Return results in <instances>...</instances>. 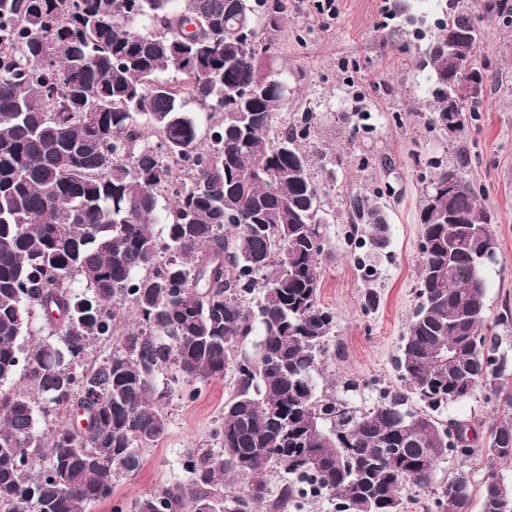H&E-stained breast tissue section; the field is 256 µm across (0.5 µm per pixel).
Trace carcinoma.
<instances>
[{
	"instance_id": "obj_1",
	"label": "carcinoma",
	"mask_w": 512,
	"mask_h": 512,
	"mask_svg": "<svg viewBox=\"0 0 512 512\" xmlns=\"http://www.w3.org/2000/svg\"><path fill=\"white\" fill-rule=\"evenodd\" d=\"M284 12L280 0H0V384L21 373L30 385L0 389V512H86L112 496L167 431L164 371L184 388L232 372L237 387L220 449H186V482L131 512L202 500L303 512L321 488L333 512H404L408 490L433 492L437 512H472L469 473L435 487L450 454L484 464L479 512H512L499 475L512 466V356L498 338L512 310L487 316L494 215L460 169L426 187L418 303L395 358L405 385L368 408L317 393L336 332L318 299L328 219L298 134L277 132L288 87L258 29ZM482 39L460 5L424 50L431 120L452 137L478 108L454 91L479 73ZM189 104L211 121L202 143ZM139 125L152 142L138 143ZM345 207L370 283L369 258L389 254L386 205L350 195ZM36 312L49 333L30 345ZM100 339L112 352L92 362ZM479 392L496 410L485 430L444 418ZM39 415L63 422L45 436Z\"/></svg>"
}]
</instances>
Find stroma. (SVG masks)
<instances>
[{
    "label": "stroma",
    "mask_w": 512,
    "mask_h": 512,
    "mask_svg": "<svg viewBox=\"0 0 512 512\" xmlns=\"http://www.w3.org/2000/svg\"><path fill=\"white\" fill-rule=\"evenodd\" d=\"M453 4L340 0L334 16L318 10L315 0H287L282 24L272 33L274 66L288 87V125L299 131L314 177L332 175L323 198L330 224L320 302L335 312L336 334L318 389L366 407L382 388L399 383L394 358L418 302L419 214L434 164L461 167L481 187L482 202L495 216L497 245L496 262L483 272L488 315L512 305V13L479 14L481 106L466 133L452 137L430 124L431 70L423 50L435 19ZM376 193L392 227L391 257L377 264L378 304L369 308L344 200ZM352 378L360 388L345 393ZM236 383L229 374L199 385L194 397L172 395L164 407L166 435L143 450L136 474L86 512H130L136 498L185 481L184 450L215 448L212 432Z\"/></svg>",
    "instance_id": "35a3bbf8"
}]
</instances>
